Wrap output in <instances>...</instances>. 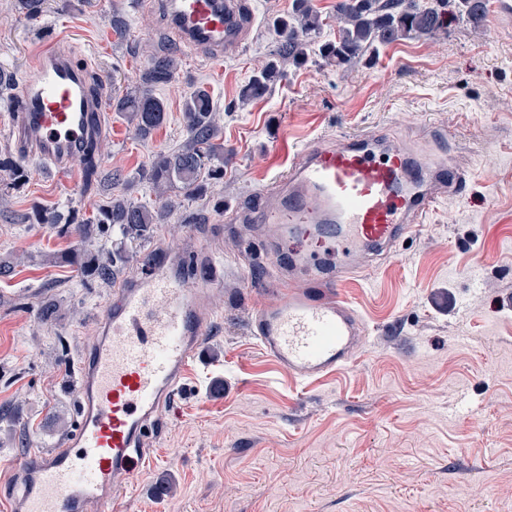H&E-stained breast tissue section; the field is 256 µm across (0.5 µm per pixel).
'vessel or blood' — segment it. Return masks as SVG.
Segmentation results:
<instances>
[{
    "label": "vessel or blood",
    "mask_w": 512,
    "mask_h": 512,
    "mask_svg": "<svg viewBox=\"0 0 512 512\" xmlns=\"http://www.w3.org/2000/svg\"><path fill=\"white\" fill-rule=\"evenodd\" d=\"M162 7L178 39L214 60L254 21L245 0H164ZM106 110L85 67L53 43L17 86L11 112L17 150L40 166L70 171L99 137ZM465 183V173L447 159H423L374 137L315 140L302 165L280 174L268 199L244 216L226 208V221L267 224L277 238L297 244L291 263L303 272L304 287L276 283L251 318L263 350L302 383L346 367L363 333L344 294L349 279L366 273L359 255L392 251ZM170 258L159 253L143 278L120 289L115 310L105 311L80 360L77 430L40 466L20 468L24 491L16 512L120 506L128 491L121 476L135 473L148 456L144 428L179 387L209 322L201 295L167 271Z\"/></svg>",
    "instance_id": "1"
}]
</instances>
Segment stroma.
Here are the masks:
<instances>
[{
  "label": "stroma",
  "mask_w": 512,
  "mask_h": 512,
  "mask_svg": "<svg viewBox=\"0 0 512 512\" xmlns=\"http://www.w3.org/2000/svg\"><path fill=\"white\" fill-rule=\"evenodd\" d=\"M247 2L254 25L222 61L179 51L175 81L156 91L168 120L149 139L105 113L97 187L84 190L78 167L60 177L25 162L19 183L0 172V257L14 261L0 276V407L12 411L0 419V499L23 492L15 466L50 456L75 430L80 352L118 284L146 270L135 258L117 283L86 285L49 260L75 238L25 218L38 206L88 214L116 191L154 204L146 167L183 143V103L203 83L233 157L206 196L168 187L175 208L141 250L171 251L192 288L191 258L218 253L224 279L180 390L145 431L150 455L122 512H512V21L491 12L480 27L457 22L342 68L290 66L270 95L244 103L241 88L277 48L270 22L292 0ZM116 12L128 22L122 39ZM166 31L144 0H49L35 20L0 0V69L20 82L58 35L106 75L112 97L137 86ZM378 132L447 153L467 183L395 254L368 255L371 274L345 288L365 329L352 362L300 383L249 328L270 283L295 281L289 253L260 225L226 223L224 208L258 198L308 140Z\"/></svg>",
  "instance_id": "35a3bbf8"
}]
</instances>
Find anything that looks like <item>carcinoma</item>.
Here are the masks:
<instances>
[{
    "label": "carcinoma",
    "instance_id": "carcinoma-1",
    "mask_svg": "<svg viewBox=\"0 0 512 512\" xmlns=\"http://www.w3.org/2000/svg\"><path fill=\"white\" fill-rule=\"evenodd\" d=\"M48 0H16L19 13L35 20L43 15ZM487 14V0H338L336 41L318 50L327 65L347 66L372 54L380 46L405 39H431L448 33L454 19L479 25ZM324 19L313 0H293L291 12L272 20L277 37L275 56L250 77L241 90V99L251 101L266 96L284 76L288 62L302 66L312 59L311 36L319 33ZM178 69L176 50L163 48L152 54L139 77L138 85L112 97V111L124 117L136 135L144 140L167 120L164 101L155 90L173 82ZM184 143L170 151L156 153L150 161L148 179L156 190L179 183L185 197L194 199L208 190V181L224 175V143L218 141L217 112L209 92L199 87L185 98ZM101 143L87 147L81 164L84 184H95L99 172ZM171 212L167 203L155 206L136 203L114 195L86 218L37 208L30 220L35 224L64 225V231L83 240L94 233L112 237L110 249L97 254L79 247L56 256V260L77 268L90 282L115 280L132 259L134 245L151 237L154 225L164 224Z\"/></svg>",
    "mask_w": 512,
    "mask_h": 512
}]
</instances>
